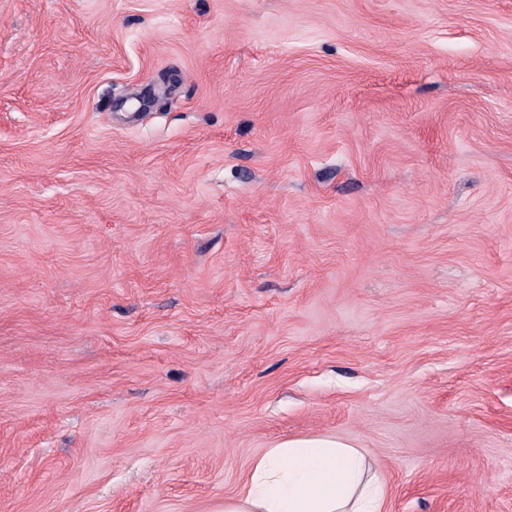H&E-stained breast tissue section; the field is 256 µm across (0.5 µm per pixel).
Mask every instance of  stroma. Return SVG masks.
I'll use <instances>...</instances> for the list:
<instances>
[{
	"mask_svg": "<svg viewBox=\"0 0 512 512\" xmlns=\"http://www.w3.org/2000/svg\"><path fill=\"white\" fill-rule=\"evenodd\" d=\"M321 436L512 512V0H0V512Z\"/></svg>",
	"mask_w": 512,
	"mask_h": 512,
	"instance_id": "obj_1",
	"label": "stroma"
}]
</instances>
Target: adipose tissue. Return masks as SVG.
<instances>
[{
  "label": "adipose tissue",
  "instance_id": "obj_1",
  "mask_svg": "<svg viewBox=\"0 0 512 512\" xmlns=\"http://www.w3.org/2000/svg\"><path fill=\"white\" fill-rule=\"evenodd\" d=\"M367 453L334 437L291 438L258 456L213 512H384Z\"/></svg>",
  "mask_w": 512,
  "mask_h": 512
}]
</instances>
